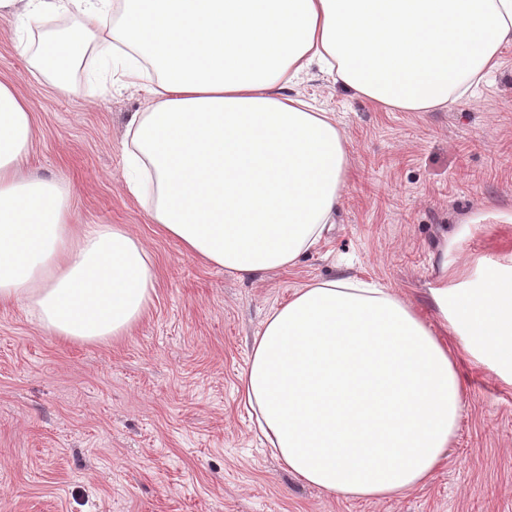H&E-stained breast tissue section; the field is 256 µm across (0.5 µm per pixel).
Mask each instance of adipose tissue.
Here are the masks:
<instances>
[{
    "instance_id": "adipose-tissue-1",
    "label": "adipose tissue",
    "mask_w": 512,
    "mask_h": 512,
    "mask_svg": "<svg viewBox=\"0 0 512 512\" xmlns=\"http://www.w3.org/2000/svg\"><path fill=\"white\" fill-rule=\"evenodd\" d=\"M35 75L76 93L143 91L126 127L128 191L157 232L241 279L286 270L331 228L347 137L298 90L312 67L400 112L468 97L512 44V0H0ZM69 22L58 64L27 31ZM32 115L0 81V305L73 343L130 335L156 296L154 259L122 224H79L67 186L26 163ZM426 320L351 278L297 289L252 340L239 397L301 482L389 500L448 457L464 399L457 356L512 386V255L442 262Z\"/></svg>"
}]
</instances>
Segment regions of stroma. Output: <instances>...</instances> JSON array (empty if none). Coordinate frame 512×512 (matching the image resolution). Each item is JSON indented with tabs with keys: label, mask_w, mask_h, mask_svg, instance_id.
Wrapping results in <instances>:
<instances>
[{
	"label": "stroma",
	"mask_w": 512,
	"mask_h": 512,
	"mask_svg": "<svg viewBox=\"0 0 512 512\" xmlns=\"http://www.w3.org/2000/svg\"><path fill=\"white\" fill-rule=\"evenodd\" d=\"M0 16V80L34 120L29 168L68 184L83 224H124L151 250L157 294L120 341L45 334L19 305L0 307V512H512V387L459 361L464 408L447 459L422 486L384 502L299 481L263 448L239 400L267 312L331 277L400 292L426 318L444 235L476 210L512 209V46L466 100L394 112L316 73L301 91L335 113L351 170L336 222L294 268L242 280L159 237L127 190V90L103 97L90 60L67 95L37 81ZM512 253V223L457 241L459 260Z\"/></svg>",
	"instance_id": "stroma-1"
}]
</instances>
